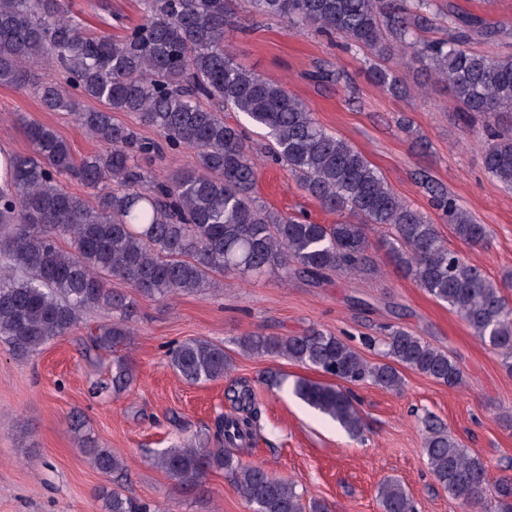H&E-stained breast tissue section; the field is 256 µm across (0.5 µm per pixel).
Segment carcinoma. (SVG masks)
I'll list each match as a JSON object with an SVG mask.
<instances>
[{
	"mask_svg": "<svg viewBox=\"0 0 512 512\" xmlns=\"http://www.w3.org/2000/svg\"><path fill=\"white\" fill-rule=\"evenodd\" d=\"M250 11L287 17L337 34L375 57L370 75L390 94H407L396 69L419 66L427 80L448 87L464 118L484 123L483 165L512 190V54L479 52L478 43L512 39L507 25L442 10L435 0H246ZM141 23L114 37L88 33L69 0H0V85H33L43 108L69 112L103 149L75 160L69 143L52 128L25 123L30 154H10L0 167V340L18 358L38 354L67 335L86 311L112 314L92 337L112 349V389L135 379L133 360L118 354L131 335L137 298L170 300L203 293L226 274L242 278L279 273L317 282L330 274L373 269L378 249L404 276L456 312L512 371V302L497 282L448 249L436 224L391 189L384 175L356 147L327 131L304 101L287 87L237 63L229 34L244 28L233 0H143ZM446 36L425 33L438 21ZM99 107H85L84 101ZM242 114L265 132L267 157L292 176L309 196L336 213L334 224H316L257 204V162L242 127L222 112ZM132 112L161 140L138 137L112 113ZM188 150L193 162L162 180L141 184L140 161L165 151ZM91 190L79 196L63 178ZM418 183L430 205L464 243L483 246L489 230L476 223L454 196L428 175ZM67 241L68 247L61 246ZM118 279L127 293L111 286ZM240 347L310 366L344 383L371 381L402 388L399 367L436 382L463 380L457 362L410 330L396 326L384 342L387 362L370 365L344 339L311 328L300 335L252 333ZM168 357L189 384L214 381L232 370L224 346L205 339L175 343ZM293 392L311 408L357 436L363 417L341 385L306 379ZM235 414L216 420L222 448L174 445L150 456V464L173 478L181 491H200L212 469L224 470L253 512H328L319 500L305 504L295 487L237 451L255 431L258 410L245 389L234 396ZM93 467L104 475L124 469L73 421ZM428 468L468 512H482L489 477L484 462L444 426L425 423ZM496 512H512V479L493 486ZM104 512H146L118 491L102 496ZM383 512H416L397 480L379 488Z\"/></svg>",
	"mask_w": 512,
	"mask_h": 512,
	"instance_id": "carcinoma-1",
	"label": "carcinoma"
}]
</instances>
